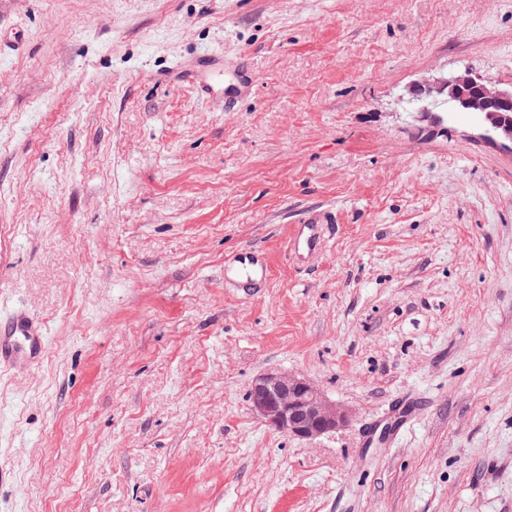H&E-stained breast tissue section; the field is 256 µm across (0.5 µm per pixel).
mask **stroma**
<instances>
[{
  "instance_id": "obj_1",
  "label": "stroma",
  "mask_w": 512,
  "mask_h": 512,
  "mask_svg": "<svg viewBox=\"0 0 512 512\" xmlns=\"http://www.w3.org/2000/svg\"><path fill=\"white\" fill-rule=\"evenodd\" d=\"M17 29L0 317L46 344L0 368V512H512V151L402 100L467 67L511 86L512 0H0ZM205 53L246 56L236 111L164 80ZM269 369L350 424L273 430ZM402 395L413 424L359 446Z\"/></svg>"
}]
</instances>
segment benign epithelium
Returning a JSON list of instances; mask_svg holds the SVG:
<instances>
[{
  "mask_svg": "<svg viewBox=\"0 0 512 512\" xmlns=\"http://www.w3.org/2000/svg\"><path fill=\"white\" fill-rule=\"evenodd\" d=\"M456 112L480 117L488 137L512 144V87L500 88L467 68L450 76H431L408 86L410 117L421 128L445 129L448 113L437 112V103ZM249 400L256 415L273 429L291 437L315 439L349 423V412L328 399L308 378L288 372H267L251 384Z\"/></svg>",
  "mask_w": 512,
  "mask_h": 512,
  "instance_id": "benign-epithelium-1",
  "label": "benign epithelium"
}]
</instances>
